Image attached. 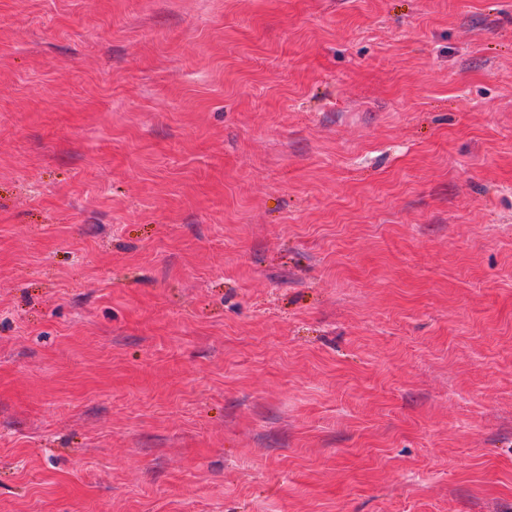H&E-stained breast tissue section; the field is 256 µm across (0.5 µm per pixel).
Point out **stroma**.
<instances>
[{"label":"stroma","instance_id":"obj_1","mask_svg":"<svg viewBox=\"0 0 512 512\" xmlns=\"http://www.w3.org/2000/svg\"><path fill=\"white\" fill-rule=\"evenodd\" d=\"M0 512H512V0H0Z\"/></svg>","mask_w":512,"mask_h":512}]
</instances>
